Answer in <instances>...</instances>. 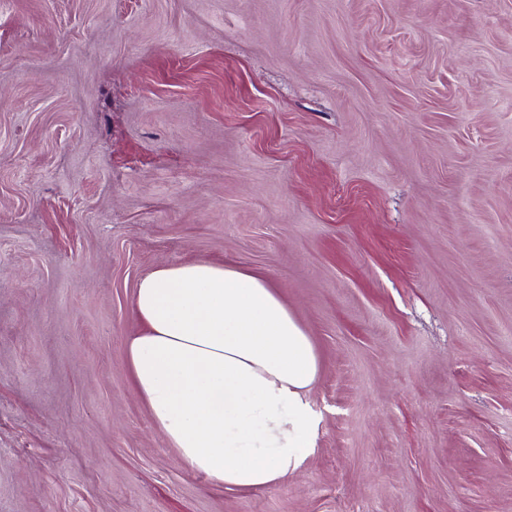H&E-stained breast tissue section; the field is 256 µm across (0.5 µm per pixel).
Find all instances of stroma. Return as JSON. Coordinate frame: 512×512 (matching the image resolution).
Returning a JSON list of instances; mask_svg holds the SVG:
<instances>
[{"label":"stroma","instance_id":"1","mask_svg":"<svg viewBox=\"0 0 512 512\" xmlns=\"http://www.w3.org/2000/svg\"><path fill=\"white\" fill-rule=\"evenodd\" d=\"M194 259L318 350L282 483L129 385ZM0 512H512V0H0Z\"/></svg>","mask_w":512,"mask_h":512}]
</instances>
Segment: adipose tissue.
Segmentation results:
<instances>
[{"mask_svg": "<svg viewBox=\"0 0 512 512\" xmlns=\"http://www.w3.org/2000/svg\"><path fill=\"white\" fill-rule=\"evenodd\" d=\"M125 339L131 383L182 462L227 488L295 473L314 445L310 336L263 274L210 260L143 277Z\"/></svg>", "mask_w": 512, "mask_h": 512, "instance_id": "obj_1", "label": "adipose tissue"}]
</instances>
